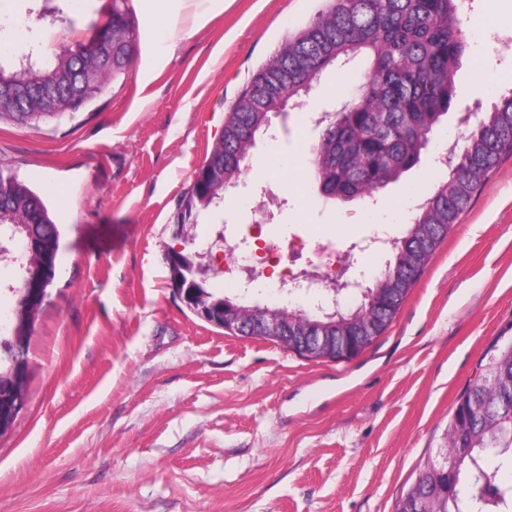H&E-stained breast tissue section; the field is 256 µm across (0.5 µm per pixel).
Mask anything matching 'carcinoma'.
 <instances>
[{
  "label": "carcinoma",
  "instance_id": "obj_1",
  "mask_svg": "<svg viewBox=\"0 0 512 512\" xmlns=\"http://www.w3.org/2000/svg\"><path fill=\"white\" fill-rule=\"evenodd\" d=\"M126 0H112L106 25L112 51L96 41L64 48L47 58L32 51L10 66L0 64V94L15 93L0 107V120L37 126L47 119L31 111L39 96L69 101L72 117L102 94L110 79L134 63L139 29ZM470 32L460 0H327L326 7L288 37L242 91L224 118V136L213 144L179 202L180 223L194 229L199 217L224 203V185L244 176L254 144L267 132L282 103L310 91L325 69L365 54L369 63L359 95L348 101L336 127L309 148L315 179L336 198L373 197L418 163L441 116L457 98L449 76L464 55ZM512 154V93L500 97L459 142L457 157L416 208L402 237L390 244L388 269L360 289V299L315 322L288 321V336L275 341L302 352L297 337L325 336L332 359L347 358L349 344L367 348L391 324L432 254L457 223L501 158ZM59 231L42 200L17 176L0 171V260L15 265L16 282L5 289L22 296L24 280L39 266L56 263ZM195 288L252 317V303L218 296L208 280ZM512 384V340L497 347L481 379L460 394L445 430L446 445L420 465L395 512H512V483L488 470L490 456L512 460V406L501 402Z\"/></svg>",
  "mask_w": 512,
  "mask_h": 512
}]
</instances>
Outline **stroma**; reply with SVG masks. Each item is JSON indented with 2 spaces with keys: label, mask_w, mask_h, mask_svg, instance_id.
I'll use <instances>...</instances> for the list:
<instances>
[{
  "label": "stroma",
  "mask_w": 512,
  "mask_h": 512,
  "mask_svg": "<svg viewBox=\"0 0 512 512\" xmlns=\"http://www.w3.org/2000/svg\"><path fill=\"white\" fill-rule=\"evenodd\" d=\"M140 31L133 66L74 117L0 123V170L46 201L61 229L57 273L27 343V400L0 435V512H393L421 460L443 442L456 398L498 339L512 337V156L474 196L374 343L349 360L307 359L198 318L174 297L163 249L177 204L252 76L325 0H203ZM0 0L16 37L53 54L87 42L112 0H67L74 24ZM471 39L454 72L458 102L420 163L374 198H322L304 156L367 65L330 67L300 108L250 153L246 188L195 229L253 223L266 239H321L371 279L388 252L347 255L384 224L401 235L439 177L464 111L512 91V0H464Z\"/></svg>",
  "instance_id": "obj_1"
}]
</instances>
